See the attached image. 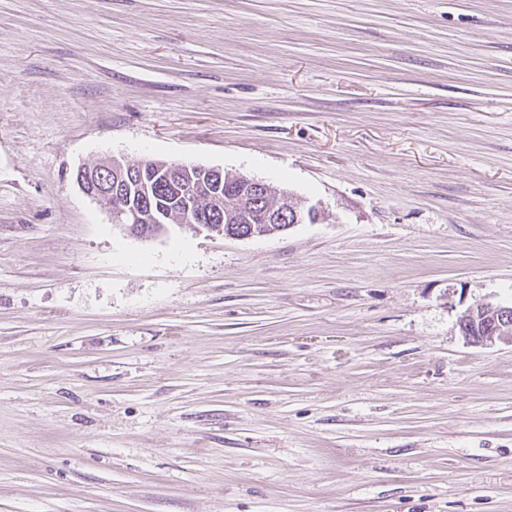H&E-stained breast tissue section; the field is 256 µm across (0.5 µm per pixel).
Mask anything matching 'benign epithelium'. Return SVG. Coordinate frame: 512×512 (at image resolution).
I'll list each match as a JSON object with an SVG mask.
<instances>
[{
  "instance_id": "1",
  "label": "benign epithelium",
  "mask_w": 512,
  "mask_h": 512,
  "mask_svg": "<svg viewBox=\"0 0 512 512\" xmlns=\"http://www.w3.org/2000/svg\"><path fill=\"white\" fill-rule=\"evenodd\" d=\"M126 162L107 157L93 167L79 169L76 183L88 197L104 205L113 220L127 229L140 223L139 213L129 201ZM185 209L196 214L199 230L209 234H224L223 225H213L214 218L203 197L189 191ZM459 328L467 339L480 346L512 345V306L479 302L469 307L459 318Z\"/></svg>"
}]
</instances>
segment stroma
Here are the masks:
<instances>
[{"label": "stroma", "instance_id": "stroma-1", "mask_svg": "<svg viewBox=\"0 0 512 512\" xmlns=\"http://www.w3.org/2000/svg\"><path fill=\"white\" fill-rule=\"evenodd\" d=\"M219 168L325 218L145 238ZM512 0H0V512H512ZM126 165V162L114 156L104 158L101 163L94 167L86 168V173L84 167L80 168L76 176V183L86 196L96 200L108 209L114 224L124 226L128 230L132 228L131 224L140 227L142 231L137 232V236L157 237L164 234V228L169 229L170 226L175 224L169 220L165 221L166 216L169 214L172 217L182 215L179 222L183 223V221H185V224H189L185 209L188 212L196 214L199 221L198 223H200L190 224L193 228L198 226L199 232L206 231L209 234L222 236H224L225 232L229 233L231 231L233 234H247L252 225H255V231L258 229L267 232L276 230L274 234L287 230L280 229L285 228L288 224H290L288 228L294 225L292 222L295 216L292 211L288 212V206L292 201L288 199L287 196L283 197L282 202L287 206L280 212L281 208L278 204L281 200L282 192L279 194L277 191L278 188L274 185L273 194L271 195L267 194L271 190V187L266 183L262 181H249L247 183L250 189L256 191L257 194H267L263 198H254L253 202L260 201V203H254L253 224H250L253 202L249 197L242 198L241 196L246 187L243 179L244 176L223 171L221 189L216 193V188H213V186L218 181V178L211 182V179L206 177L208 171L206 172L204 170L205 168L198 166L201 172L205 171V176L202 178L204 187H202L201 193L206 194L204 188L211 191L213 190L212 192L217 198L211 200L210 207L211 209L218 208L219 211L215 216L218 219L222 218L224 220L220 225L215 224V226L213 225L215 219L210 216V210L203 202V197L199 196L195 191L190 190L184 198V183L179 177V173L169 171V168L174 165H183L180 170L185 173L190 182H193V174L197 172V169H195L194 166H188L191 164L187 163L165 162L151 159L133 164L134 184L131 186L132 200L136 197V185L139 182L147 185L150 189L151 210L147 205L144 207L142 224H140L139 213L129 201L130 196L127 190ZM163 168L164 170H162ZM241 199V206L235 219L237 223L230 224ZM270 211H273V214L288 212L286 214L288 222L286 223V218H284V224H265V217ZM143 232H147L146 236L142 235ZM257 235L253 228H251V231L245 236H225L246 239ZM478 327L482 329L483 336H470L472 329L476 330ZM459 328L462 334L476 345H512V306L479 302L460 316Z\"/></svg>", "mask_w": 512, "mask_h": 512}]
</instances>
